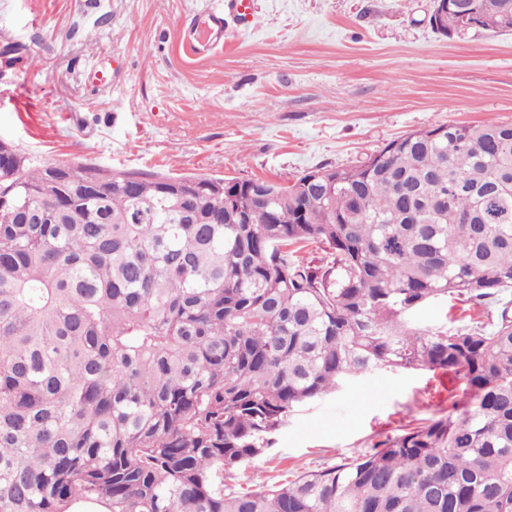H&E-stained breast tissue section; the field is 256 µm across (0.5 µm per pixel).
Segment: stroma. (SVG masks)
Listing matches in <instances>:
<instances>
[{
  "label": "stroma",
  "mask_w": 512,
  "mask_h": 512,
  "mask_svg": "<svg viewBox=\"0 0 512 512\" xmlns=\"http://www.w3.org/2000/svg\"><path fill=\"white\" fill-rule=\"evenodd\" d=\"M219 0H0V141L48 164L265 178L357 164L448 122H512V32L431 29L432 0H256L192 58L185 19ZM98 71L110 86L93 84ZM448 378L379 371L299 408L228 490L372 452L448 409Z\"/></svg>",
  "instance_id": "obj_1"
}]
</instances>
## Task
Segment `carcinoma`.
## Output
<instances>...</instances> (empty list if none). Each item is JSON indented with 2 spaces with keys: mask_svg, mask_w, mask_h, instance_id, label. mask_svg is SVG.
<instances>
[{
  "mask_svg": "<svg viewBox=\"0 0 512 512\" xmlns=\"http://www.w3.org/2000/svg\"><path fill=\"white\" fill-rule=\"evenodd\" d=\"M464 4L512 31V0ZM510 291L512 123L429 126L289 186L0 141V512H512ZM448 299L482 318L411 321ZM381 369L447 374L448 413L224 492L297 407Z\"/></svg>",
  "mask_w": 512,
  "mask_h": 512,
  "instance_id": "1",
  "label": "carcinoma"
}]
</instances>
